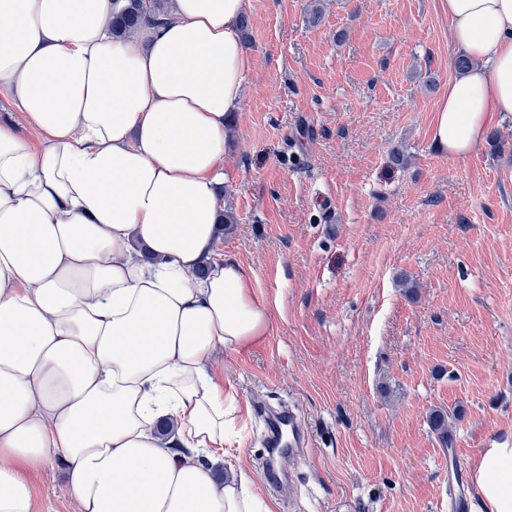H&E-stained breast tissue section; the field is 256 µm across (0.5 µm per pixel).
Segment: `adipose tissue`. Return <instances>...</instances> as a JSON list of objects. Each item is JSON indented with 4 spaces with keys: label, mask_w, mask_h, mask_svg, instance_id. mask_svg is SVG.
<instances>
[{
    "label": "adipose tissue",
    "mask_w": 512,
    "mask_h": 512,
    "mask_svg": "<svg viewBox=\"0 0 512 512\" xmlns=\"http://www.w3.org/2000/svg\"><path fill=\"white\" fill-rule=\"evenodd\" d=\"M472 66L433 119L463 157L512 114V0H445ZM128 0H0V512H39L28 474L62 463L78 512H274L217 477L239 418L214 359L269 333L250 273L218 250L228 123L254 59L250 0H172L113 36ZM512 512V448L474 472ZM0 122L13 123L24 136L31 140L38 139L37 133L25 123L22 113L17 112L3 94L0 95Z\"/></svg>",
    "instance_id": "adipose-tissue-1"
}]
</instances>
